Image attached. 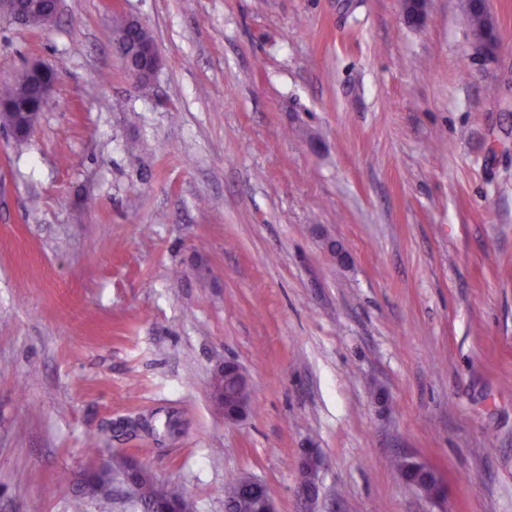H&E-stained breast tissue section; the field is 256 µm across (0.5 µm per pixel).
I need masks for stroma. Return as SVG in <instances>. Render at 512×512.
I'll return each instance as SVG.
<instances>
[{"label": "stroma", "mask_w": 512, "mask_h": 512, "mask_svg": "<svg viewBox=\"0 0 512 512\" xmlns=\"http://www.w3.org/2000/svg\"><path fill=\"white\" fill-rule=\"evenodd\" d=\"M463 5L0 14V86L56 75L26 143L0 131V512H125L91 485L116 448L193 512L243 475L276 512H512V0H489L491 57ZM118 15L162 58L147 90ZM227 361L238 423L211 397ZM131 30L132 26L127 24L126 20H122V18L117 19L114 26V41L116 43V50L120 55L127 51L128 46H133L137 38L141 41L151 38L147 31L139 30L136 34L137 36H135L131 33ZM249 387L248 380L241 370V367L233 362H224L216 373L211 395L214 403L224 413V420L229 423H236L243 420L251 410L249 390H241ZM241 390L240 397L238 391ZM321 468V461L315 456L314 452L305 455L302 462V481L301 491L309 497L316 495L318 491L316 479ZM406 462L413 470L406 468L403 461L397 464V470L409 489L413 486L414 470H420L425 474V483L431 489L426 493V497L432 501H439L446 496V487L438 472L432 466L415 460H406Z\"/></svg>", "instance_id": "35a3bbf8"}]
</instances>
